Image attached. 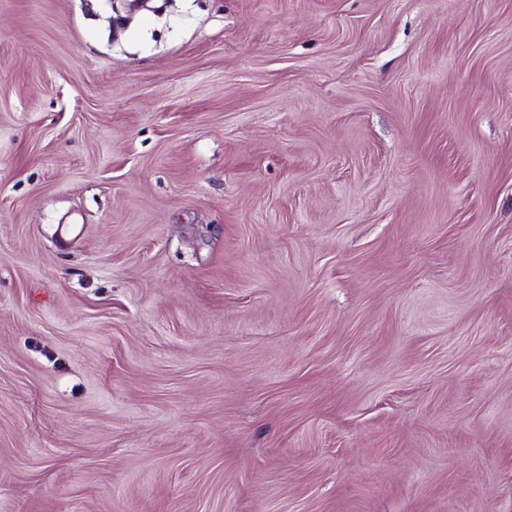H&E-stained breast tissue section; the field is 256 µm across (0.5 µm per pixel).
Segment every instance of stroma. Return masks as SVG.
I'll use <instances>...</instances> for the list:
<instances>
[{
    "label": "stroma",
    "instance_id": "obj_1",
    "mask_svg": "<svg viewBox=\"0 0 512 512\" xmlns=\"http://www.w3.org/2000/svg\"><path fill=\"white\" fill-rule=\"evenodd\" d=\"M112 17L0 0V512H512V0Z\"/></svg>",
    "mask_w": 512,
    "mask_h": 512
}]
</instances>
